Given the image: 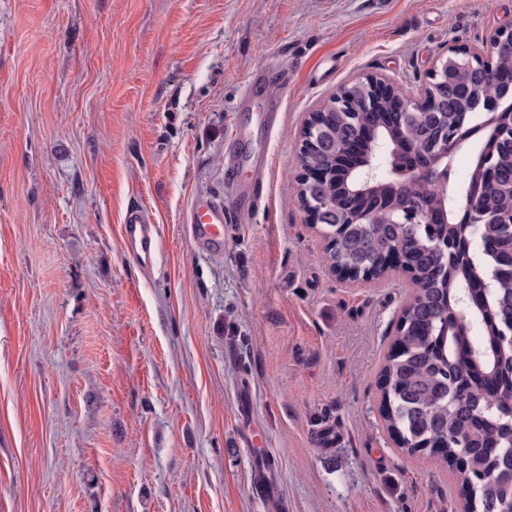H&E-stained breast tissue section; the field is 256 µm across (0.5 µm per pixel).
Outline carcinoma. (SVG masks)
Returning <instances> with one entry per match:
<instances>
[{"instance_id":"obj_1","label":"carcinoma","mask_w":512,"mask_h":512,"mask_svg":"<svg viewBox=\"0 0 512 512\" xmlns=\"http://www.w3.org/2000/svg\"><path fill=\"white\" fill-rule=\"evenodd\" d=\"M448 66V111L440 123L448 132L475 133L489 118L502 134L481 142L479 152L492 154L498 175L489 181L472 164L463 190L475 200L472 222L452 216L446 224H392L391 211L424 201L436 206L433 187L418 183L405 191L375 187L363 195L351 171H342L344 147L355 126L370 129L372 147L394 155L405 138L416 139L435 128L431 117L412 126L384 129L385 111L393 100L374 110L322 112L303 135H318L326 146L302 157L308 167L323 170L327 179L306 184L305 198L324 203L318 226L330 231L336 214H352L330 266L359 277H380L382 257L395 245L404 248L412 300L397 327L400 336L380 375L381 417L391 437L407 453L437 455L469 489L465 512H512V493L481 480L494 471L497 480L512 482V409L493 396L512 390V110L485 109L502 98L494 71H512V54L488 66L476 57L458 56ZM476 308L469 325L459 328L455 316Z\"/></svg>"}]
</instances>
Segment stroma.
Returning <instances> with one entry per match:
<instances>
[{"mask_svg":"<svg viewBox=\"0 0 512 512\" xmlns=\"http://www.w3.org/2000/svg\"><path fill=\"white\" fill-rule=\"evenodd\" d=\"M508 26L512 0H0V512H461L378 412L408 278L338 281L291 184L351 79L418 94ZM235 122L273 171L208 253L186 213L233 199ZM121 239L125 253L138 265L149 268L160 252L156 224L141 210H128L121 224Z\"/></svg>","mask_w":512,"mask_h":512,"instance_id":"35a3bbf8","label":"stroma"}]
</instances>
